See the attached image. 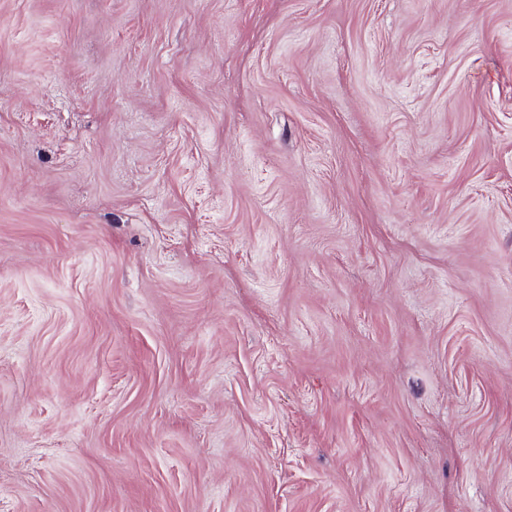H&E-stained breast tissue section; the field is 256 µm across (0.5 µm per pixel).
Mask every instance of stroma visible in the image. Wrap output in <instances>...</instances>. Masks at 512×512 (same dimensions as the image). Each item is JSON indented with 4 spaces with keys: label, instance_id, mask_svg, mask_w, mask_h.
I'll return each instance as SVG.
<instances>
[{
    "label": "stroma",
    "instance_id": "35a3bbf8",
    "mask_svg": "<svg viewBox=\"0 0 512 512\" xmlns=\"http://www.w3.org/2000/svg\"><path fill=\"white\" fill-rule=\"evenodd\" d=\"M0 512H512V0H0Z\"/></svg>",
    "mask_w": 512,
    "mask_h": 512
}]
</instances>
